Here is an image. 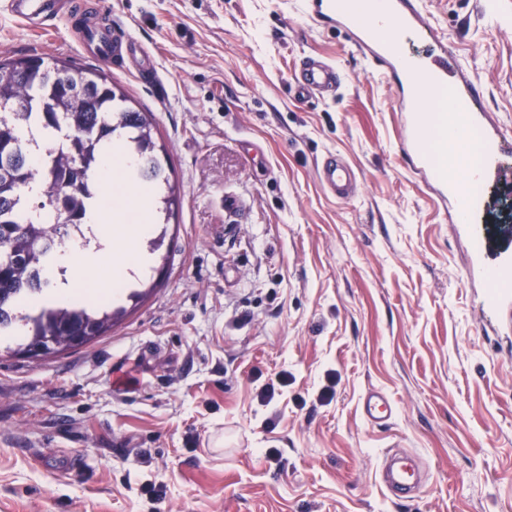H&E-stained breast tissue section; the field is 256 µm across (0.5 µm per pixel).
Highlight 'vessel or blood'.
<instances>
[{"label":"vessel or blood","mask_w":512,"mask_h":512,"mask_svg":"<svg viewBox=\"0 0 512 512\" xmlns=\"http://www.w3.org/2000/svg\"><path fill=\"white\" fill-rule=\"evenodd\" d=\"M76 8L77 0H0L1 10L35 31L52 29L59 17L72 15ZM301 8L317 23L341 25L352 44L371 56L394 84L402 153L427 180L438 185L444 198L450 199L451 222L470 243V273L477 275L489 291L506 295L512 289V254L503 253L497 266L487 267L482 240L472 226L474 211L484 204L482 187L486 179L502 173L501 137L498 132L489 131L483 141L473 142L472 127L479 119L472 100L474 87L459 84L458 108L447 129L452 165L440 168L431 162L430 129L416 106L432 99L447 84L448 68L444 55L416 58L401 49L403 41L424 26L420 0H374L373 11L363 17L347 7L344 0H301ZM79 41L83 52L92 58L122 65L145 81L155 77L153 60L134 38L115 25L91 26ZM338 81L334 65L307 58L295 70L292 85L297 97L306 99L335 91ZM318 175L323 187L341 199L349 196L356 180L355 170L333 154L322 161ZM390 409V402L382 393L372 392L364 399L363 412L368 421L380 422ZM382 480L392 494L415 489L398 467L385 468Z\"/></svg>","instance_id":"vessel-or-blood-1"}]
</instances>
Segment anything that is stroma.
<instances>
[{"label": "stroma", "mask_w": 512, "mask_h": 512, "mask_svg": "<svg viewBox=\"0 0 512 512\" xmlns=\"http://www.w3.org/2000/svg\"><path fill=\"white\" fill-rule=\"evenodd\" d=\"M100 2L154 57L157 84L108 73L153 113L181 207L162 283L108 336L0 356V512H512V303L485 305L372 61L299 0ZM484 2L423 0L403 49L445 44L512 140V0ZM78 26L0 10V58L93 66ZM305 56L335 63L334 96L294 99ZM329 153L350 199L317 180ZM505 189L485 183L473 218L489 265L512 252ZM400 452L422 469L408 498L381 480ZM391 412V405L386 396L379 392H370L364 399L363 412L370 422H380L385 413Z\"/></svg>", "instance_id": "35a3bbf8"}]
</instances>
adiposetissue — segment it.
<instances>
[{
    "label": "adipose tissue",
    "mask_w": 512,
    "mask_h": 512,
    "mask_svg": "<svg viewBox=\"0 0 512 512\" xmlns=\"http://www.w3.org/2000/svg\"><path fill=\"white\" fill-rule=\"evenodd\" d=\"M133 167V158L118 148L108 149L96 178L105 187L114 178H122L125 190H132V197L121 193L109 201H96L87 215L94 234L89 247H67L51 253L43 271L49 282L47 289L23 297L18 303L19 310L46 303L73 304L91 293L117 301L127 285L143 275L147 256L138 243L150 230V202L147 190L127 177Z\"/></svg>",
    "instance_id": "adipose-tissue-1"
}]
</instances>
